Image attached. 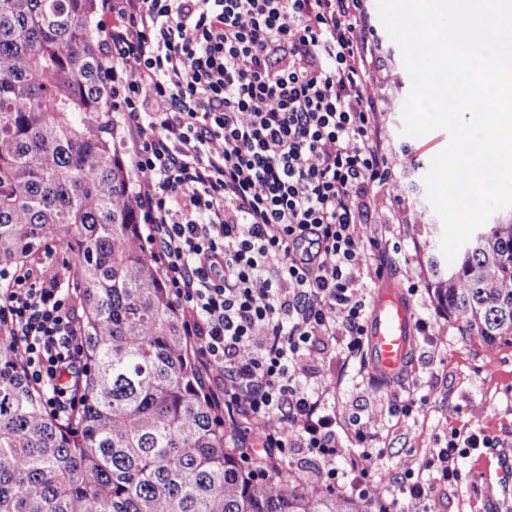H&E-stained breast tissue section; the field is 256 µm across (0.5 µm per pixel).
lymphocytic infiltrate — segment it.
I'll return each instance as SVG.
<instances>
[{"mask_svg":"<svg viewBox=\"0 0 512 512\" xmlns=\"http://www.w3.org/2000/svg\"><path fill=\"white\" fill-rule=\"evenodd\" d=\"M369 33L360 0H100L97 23L147 253L214 377L209 402L255 478L298 448L328 492L350 498L365 477L338 463L379 438L355 417L340 434L310 357L329 341L342 362L362 356L357 264L388 248L356 233L392 179L372 132ZM74 301V287L0 269V323L60 420L86 371ZM498 445L487 428H454L425 466L451 485L461 458Z\"/></svg>","mask_w":512,"mask_h":512,"instance_id":"obj_1","label":"lymphocytic infiltrate"}]
</instances>
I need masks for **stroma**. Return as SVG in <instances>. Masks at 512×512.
<instances>
[{
  "mask_svg": "<svg viewBox=\"0 0 512 512\" xmlns=\"http://www.w3.org/2000/svg\"><path fill=\"white\" fill-rule=\"evenodd\" d=\"M371 29L378 66L370 92L380 101L372 130L383 145L392 182L375 188L370 221L357 225L360 236L381 230L399 252L359 266L361 284L369 289L392 281L419 285L409 299L414 318L426 319L427 335L417 336L412 365L392 386L383 384L359 361L340 368L334 348L315 350L311 358L322 368L324 381L334 393L329 403L338 421L359 417L361 424L380 436L382 457H358L369 474L367 508L390 496L391 475L418 473L432 483L428 501L402 499L400 512H512V343H487L461 335L454 319L434 298L431 256L440 255L442 223L425 198L422 181L431 159L449 143L447 132L437 130L420 138L403 136L402 106L411 88L398 46L389 38L377 13L376 0H362ZM385 265L376 275L377 265ZM413 397L423 403L421 412L400 420L393 416V396ZM487 425L500 446L479 459L461 460V481L452 487L437 483L436 473L422 465L432 448L454 427Z\"/></svg>",
  "mask_w": 512,
  "mask_h": 512,
  "instance_id": "1",
  "label": "stroma"
}]
</instances>
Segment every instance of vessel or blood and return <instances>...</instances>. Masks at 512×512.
Segmentation results:
<instances>
[{
  "mask_svg": "<svg viewBox=\"0 0 512 512\" xmlns=\"http://www.w3.org/2000/svg\"><path fill=\"white\" fill-rule=\"evenodd\" d=\"M412 313L395 283L374 291L368 324L367 357L371 371L384 381L401 379L414 347Z\"/></svg>",
  "mask_w": 512,
  "mask_h": 512,
  "instance_id": "obj_1",
  "label": "vessel or blood"
}]
</instances>
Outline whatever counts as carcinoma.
Here are the masks:
<instances>
[{
    "label": "carcinoma",
    "mask_w": 512,
    "mask_h": 512,
    "mask_svg": "<svg viewBox=\"0 0 512 512\" xmlns=\"http://www.w3.org/2000/svg\"><path fill=\"white\" fill-rule=\"evenodd\" d=\"M96 0H0V266L75 256L83 405L46 413L0 325V512H367L281 471L252 479L205 399L144 249L114 142ZM434 295L461 333L512 341V224L474 234Z\"/></svg>",
    "instance_id": "obj_1"
}]
</instances>
